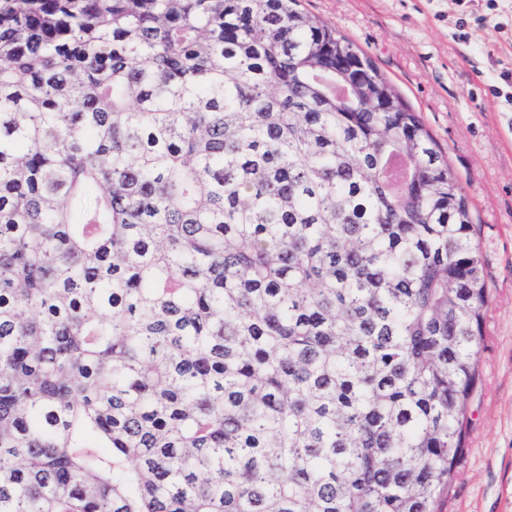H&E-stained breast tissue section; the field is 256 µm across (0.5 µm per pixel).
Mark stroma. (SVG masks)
<instances>
[{"mask_svg":"<svg viewBox=\"0 0 512 512\" xmlns=\"http://www.w3.org/2000/svg\"><path fill=\"white\" fill-rule=\"evenodd\" d=\"M366 52L446 150L490 289L464 455L442 512H512V0H302Z\"/></svg>","mask_w":512,"mask_h":512,"instance_id":"obj_1","label":"stroma"}]
</instances>
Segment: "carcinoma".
Returning a JSON list of instances; mask_svg holds the SVG:
<instances>
[{"instance_id":"1","label":"carcinoma","mask_w":512,"mask_h":512,"mask_svg":"<svg viewBox=\"0 0 512 512\" xmlns=\"http://www.w3.org/2000/svg\"><path fill=\"white\" fill-rule=\"evenodd\" d=\"M473 228L299 0H0V512H438Z\"/></svg>"}]
</instances>
